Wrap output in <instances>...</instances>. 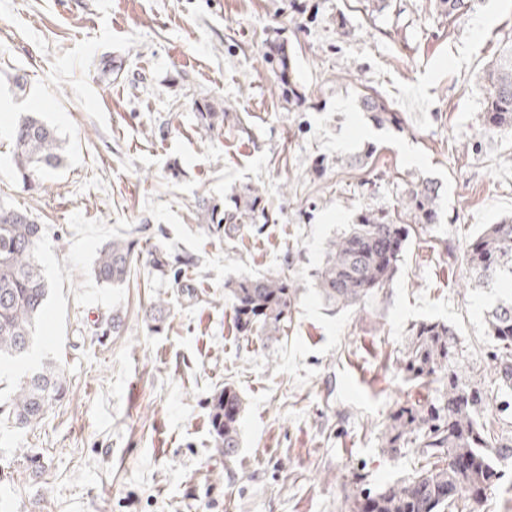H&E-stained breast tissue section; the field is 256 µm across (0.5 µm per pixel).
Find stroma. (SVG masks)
I'll use <instances>...</instances> for the list:
<instances>
[{
	"instance_id": "obj_1",
	"label": "stroma",
	"mask_w": 512,
	"mask_h": 512,
	"mask_svg": "<svg viewBox=\"0 0 512 512\" xmlns=\"http://www.w3.org/2000/svg\"><path fill=\"white\" fill-rule=\"evenodd\" d=\"M272 41L301 106L266 62ZM510 44L512 0H473L453 22L433 0H0V203L44 225L50 286L0 387L49 359L68 383L39 425L0 422V512H342L425 463L378 441L395 409L437 396L400 370L422 322L456 331L459 372L512 436L484 321L506 287H473L463 262L512 215V136L482 127L483 73ZM369 91L398 124L361 111ZM205 108L223 125H202ZM29 112L65 148L33 186L11 143ZM420 178L441 186L438 223L410 225L373 302L331 311L316 279L329 244L364 211L401 216ZM254 185L264 210L229 236L208 227L205 207ZM128 235L171 253L172 273L140 261L124 285L98 284L99 247ZM280 272L300 288L290 327L273 343L242 334L228 284ZM227 385L243 402L229 468L207 405Z\"/></svg>"
}]
</instances>
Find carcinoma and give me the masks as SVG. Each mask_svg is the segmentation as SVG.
Segmentation results:
<instances>
[{"instance_id":"obj_1","label":"carcinoma","mask_w":512,"mask_h":512,"mask_svg":"<svg viewBox=\"0 0 512 512\" xmlns=\"http://www.w3.org/2000/svg\"><path fill=\"white\" fill-rule=\"evenodd\" d=\"M469 9L470 0H435L441 16L454 17ZM266 57L278 70L287 102H299L284 45H270ZM485 87L484 130L512 134V49L487 71ZM360 105L380 125L396 121L395 113L372 94H363ZM12 140L14 163L24 180L36 181L63 164L56 130L34 113L20 117ZM439 191L432 180L410 183L401 203L405 216L416 224L437 223ZM261 200L260 188L251 186L235 198L234 211L218 218L212 214L209 220L229 235L252 217ZM42 238V225L27 212L0 205V362L28 353L46 305L49 286L38 256ZM405 240V228L388 212L366 214L349 225L331 242L316 274L322 299L335 308L360 307L375 299L393 281ZM136 246L137 241L128 238L106 242L97 251V281L107 287L124 284L137 257ZM464 261L470 280L479 287L512 283V216L485 225L467 246ZM298 294L299 288L281 274L236 281L230 295L238 329L279 341ZM485 320L487 335L500 350L498 379L511 385L512 296L498 300ZM458 355L457 334L447 324L422 323L413 331L402 371L412 383L440 384L439 396L395 410L379 433V446L392 454L413 442L426 464L408 479L347 497L344 512H472L501 479L497 464L512 459V437L499 434L497 421L485 414L486 395L459 375ZM66 393L63 372L47 362L0 397V418L17 427H34ZM208 409L214 450L224 456V463L233 462L241 447L242 400L226 386L211 395Z\"/></svg>"}]
</instances>
